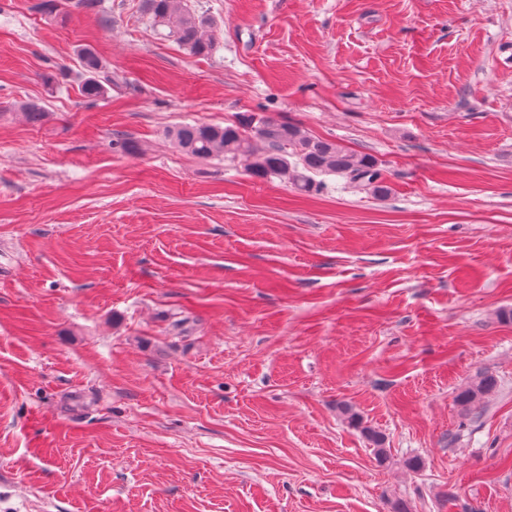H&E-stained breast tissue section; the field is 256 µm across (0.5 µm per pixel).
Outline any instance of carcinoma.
Returning <instances> with one entry per match:
<instances>
[{
  "label": "carcinoma",
  "mask_w": 512,
  "mask_h": 512,
  "mask_svg": "<svg viewBox=\"0 0 512 512\" xmlns=\"http://www.w3.org/2000/svg\"><path fill=\"white\" fill-rule=\"evenodd\" d=\"M142 10L162 38L174 40L195 55L206 56L213 51L212 22L196 15L188 0H142ZM81 61L87 74L81 84L83 96L89 99L102 96L106 87L96 78L101 70L100 58L92 49L85 48ZM167 136L178 148L200 159L222 157L236 161L244 158L252 176L277 177L299 191L311 192L317 188L313 175L335 173L345 177L355 189L375 197H384L390 192L384 171L373 157L312 137L300 126L273 115H244L224 127L182 123L169 129ZM497 387L495 376L480 373L457 390L455 402L468 410ZM362 431L374 445L378 463H385L389 454L384 437L368 427Z\"/></svg>",
  "instance_id": "obj_1"
}]
</instances>
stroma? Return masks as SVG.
<instances>
[{
    "mask_svg": "<svg viewBox=\"0 0 512 512\" xmlns=\"http://www.w3.org/2000/svg\"><path fill=\"white\" fill-rule=\"evenodd\" d=\"M40 2L0 0V512H512V0H189L206 57ZM242 114L390 193L164 137ZM82 67L88 77L81 84V92L85 98H97L106 92V87L96 75L101 70V60L97 54L90 48H85L81 52ZM498 387V380L488 373H480L460 387L455 395V402L464 410H469L491 395Z\"/></svg>",
    "mask_w": 512,
    "mask_h": 512,
    "instance_id": "stroma-1",
    "label": "stroma"
}]
</instances>
